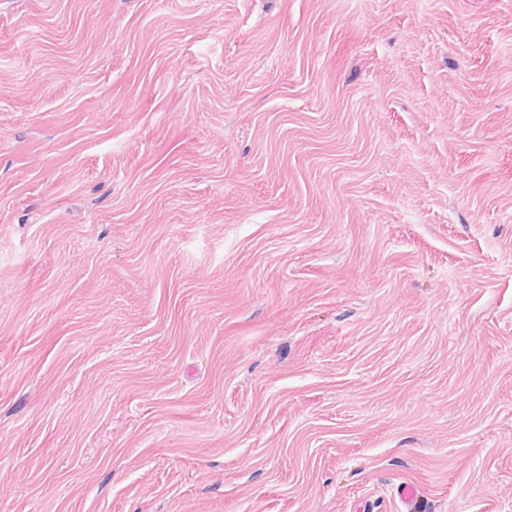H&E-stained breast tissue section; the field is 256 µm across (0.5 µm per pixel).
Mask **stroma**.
Returning a JSON list of instances; mask_svg holds the SVG:
<instances>
[{
    "mask_svg": "<svg viewBox=\"0 0 512 512\" xmlns=\"http://www.w3.org/2000/svg\"><path fill=\"white\" fill-rule=\"evenodd\" d=\"M0 512H512V0H0Z\"/></svg>",
    "mask_w": 512,
    "mask_h": 512,
    "instance_id": "obj_1",
    "label": "stroma"
}]
</instances>
